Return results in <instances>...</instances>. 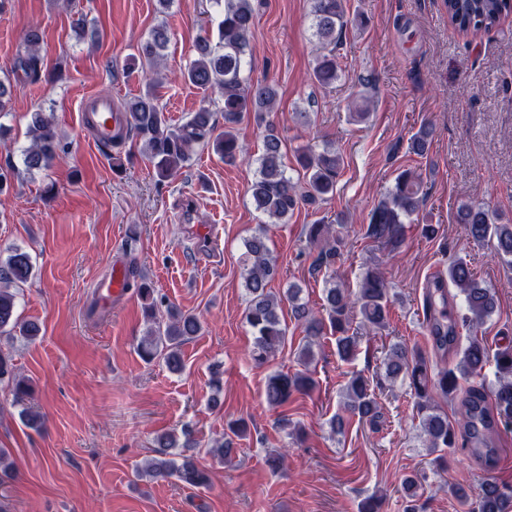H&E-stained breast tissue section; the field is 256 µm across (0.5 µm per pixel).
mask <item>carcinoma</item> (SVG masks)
Listing matches in <instances>:
<instances>
[{
    "mask_svg": "<svg viewBox=\"0 0 512 512\" xmlns=\"http://www.w3.org/2000/svg\"><path fill=\"white\" fill-rule=\"evenodd\" d=\"M448 12V23L458 32L467 34L493 28L505 14L512 13V0H443ZM223 6L218 23L219 41L202 36L193 45L194 58L184 71L190 84L205 91L218 93L224 112V131L215 133L213 112L202 106L186 120L171 125L159 104L158 88L164 84L160 65L169 36L163 27L151 30L147 39L138 46V54L127 60V67H147L149 78L145 90L129 99L124 105L126 125L118 130L112 141L103 147L114 148L128 139H139L153 164L158 181H165L190 161L197 147H206L220 156L227 165L235 164L245 152L237 135V126L248 116L264 126L262 148L256 158L258 175L250 187L255 210L269 219L271 224H283L302 204L315 205L336 191V183L343 169L344 160L330 144L322 150L308 147L296 150V162L301 177L288 175L283 152V142L270 115L277 108L276 85L251 82L242 75L246 64L255 22L254 0H216ZM369 18L363 13L347 15L344 0H312L313 36L329 46L319 55L312 69V78L322 87H328L339 77L336 44L347 28L364 29ZM42 33L31 25L24 34V53L17 57L14 68L30 81L41 78L43 61L39 55ZM31 145L23 153V164L29 173L49 167L57 155L58 139L52 121L43 112L33 113L29 128ZM433 143L432 127L423 122L408 140L407 153L425 158ZM421 175L411 169L400 171L386 196L371 210L366 235L386 244L389 251L400 250L405 244L407 221L419 211L423 195ZM455 221L463 224L470 238L476 243L494 242L501 259L512 264V224L501 223L500 215L493 209L479 204L464 203L456 210ZM337 225L318 220L306 227V236L313 245L325 243L318 254L314 270L332 272L336 259L341 256L344 238ZM268 229L260 226L245 241L244 281L248 299L245 319L254 334L252 359L265 363L288 341V326L284 319L283 305L290 306L291 314L302 328L305 342L298 348L297 357L304 370L292 375L275 372L268 376L264 397L267 404L279 408L288 403L296 392L305 393L314 386L310 366L314 361L313 346L318 338L330 329L336 336V355L342 361L352 360L358 340L352 332L355 315H360V326L370 331L387 326L393 303L382 273L366 269L357 292L334 285L325 289L321 310L315 311L301 301L299 288H289L282 294L274 293L269 283L277 269L268 247ZM30 255L19 249L9 250L0 259V335L15 334L35 340L41 334L36 322H20L16 315L17 294L11 286L26 282L33 273ZM448 283L462 296L467 315L462 325L474 328L495 311L494 292L476 277L466 260L458 258L448 264ZM138 293L146 300L145 313L150 321L145 336L138 344L139 355L147 360L158 359L170 371L184 369L181 347L202 331L200 320L173 307L160 313L154 290L147 284L138 286ZM448 290L429 289L426 292L425 316L440 315L432 329L436 349L442 356L448 354V337H456L455 328L448 326L441 317L447 315ZM457 360L444 366L436 376L428 373V366L421 354L403 344H393L385 353L381 365L390 380L400 379L414 391L419 425L428 451L457 447L459 431L440 408L437 399L454 398L466 392L461 402V416L465 433L476 436V421L487 422V413L497 418V423L512 427V347L490 352L478 339L456 350ZM494 365L497 384L485 392L482 388L463 390V382L478 377L486 366ZM13 387L15 394L27 392L25 381L16 377L12 358L0 351V384ZM343 405L358 416L359 421L372 427L381 419V407L374 397L370 381L354 373L343 389ZM190 439L180 440L171 432L156 436L154 457L137 470L140 479L154 480L173 477L192 488H207L209 471L198 464L191 455L177 454L175 449L188 448ZM422 478L411 475L404 479L403 492L407 505L404 512H423ZM472 512H512V487L488 477L480 484L476 506Z\"/></svg>",
    "mask_w": 512,
    "mask_h": 512,
    "instance_id": "cac0c4a2",
    "label": "carcinoma"
}]
</instances>
